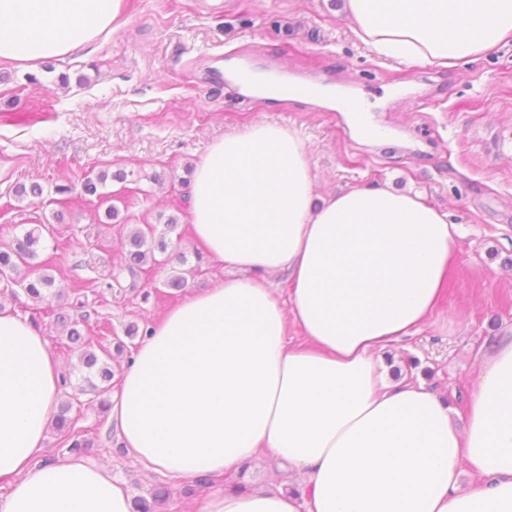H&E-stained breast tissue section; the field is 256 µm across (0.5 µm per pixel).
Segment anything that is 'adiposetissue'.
<instances>
[{
	"instance_id": "obj_1",
	"label": "adipose tissue",
	"mask_w": 512,
	"mask_h": 512,
	"mask_svg": "<svg viewBox=\"0 0 512 512\" xmlns=\"http://www.w3.org/2000/svg\"><path fill=\"white\" fill-rule=\"evenodd\" d=\"M124 8L0 0V61L66 56ZM343 14L371 51L408 64L457 67L512 38V0H343ZM186 205L233 275L178 301L125 368L112 417L136 463L174 478L264 454L285 466L287 487H215L196 512H512V331L482 348L461 427L447 395L385 360L446 294L459 234L446 212L405 189L319 194L305 140L266 121L211 142ZM59 380L47 341L0 309V512H131L107 468L39 461Z\"/></svg>"
}]
</instances>
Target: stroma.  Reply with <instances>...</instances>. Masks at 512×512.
Masks as SVG:
<instances>
[{"label":"stroma","instance_id":"1","mask_svg":"<svg viewBox=\"0 0 512 512\" xmlns=\"http://www.w3.org/2000/svg\"><path fill=\"white\" fill-rule=\"evenodd\" d=\"M274 65L288 78L340 87L355 95L389 143L364 139L343 113L306 99L254 97L230 77L239 65ZM38 84H30L28 74ZM67 75L60 85L59 75ZM255 120L297 128L307 142L319 189L353 186L410 189L448 214L460 237L455 269L432 322L393 347L401 368L447 392L464 410L480 349L512 329V42L454 69L405 65L374 54L352 33L331 0H125L122 25L80 53L27 71L0 64V248L25 231L50 224L38 247L72 242L63 265L50 268L58 298L0 294V305L33 324L72 368L61 398H73L78 427L96 434L87 458L110 468L130 495L169 492L156 512H187L205 487L194 479L146 472L119 441L107 440L110 413L81 391L76 353L56 315L75 316L72 286L87 290L88 329L110 332L112 370L121 372L142 342L140 333L181 298L166 288L172 268L120 267L121 238L130 228L178 226L173 247L194 273L188 291L210 287L223 268L203 258L183 199L192 167L214 139ZM125 171L126 181L111 175ZM109 180L83 198L93 172ZM162 181H153V174ZM72 190L59 197L61 177ZM39 183V198L15 188ZM119 215L107 219L105 210ZM119 281L105 288L111 270ZM139 334L127 338L125 329ZM124 351H116L117 342Z\"/></svg>","mask_w":512,"mask_h":512}]
</instances>
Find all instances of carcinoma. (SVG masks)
I'll return each instance as SVG.
<instances>
[{"label": "carcinoma", "instance_id": "1", "mask_svg": "<svg viewBox=\"0 0 512 512\" xmlns=\"http://www.w3.org/2000/svg\"><path fill=\"white\" fill-rule=\"evenodd\" d=\"M41 234L33 231L25 233L24 237L17 240L16 246L8 251H0V274L7 271L19 273L24 270V275L19 285L32 299L42 301L45 299V291L54 283L53 278L45 272V267L63 258L67 249H53L46 259L38 262L37 247ZM123 268L133 272L150 258H155V253L164 255L163 261L168 262L171 255L168 254V243L165 236H156L155 228L147 225L145 228L134 227L122 243ZM79 322H74L68 330L69 348L79 349V360L82 367L96 373L97 381H88V387L97 394L106 392L104 385L112 381V370L108 366L111 358L110 351L102 347L95 350L92 341L84 336L78 329ZM73 403L69 400L61 402L56 414L52 430L61 443L68 446L72 453L80 454L91 447V441L87 438V431L77 427L75 418L71 416ZM152 500L138 496L133 501L132 512H154L156 505L166 499L167 492L159 488L151 493Z\"/></svg>", "mask_w": 512, "mask_h": 512}]
</instances>
